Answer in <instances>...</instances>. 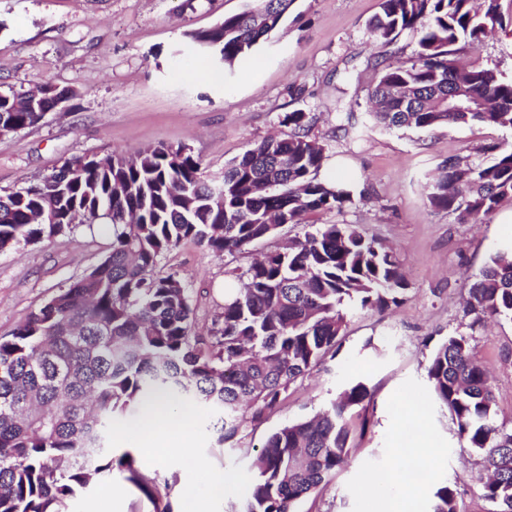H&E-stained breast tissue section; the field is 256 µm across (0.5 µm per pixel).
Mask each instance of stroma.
<instances>
[{
	"instance_id": "35a3bbf8",
	"label": "stroma",
	"mask_w": 512,
	"mask_h": 512,
	"mask_svg": "<svg viewBox=\"0 0 512 512\" xmlns=\"http://www.w3.org/2000/svg\"><path fill=\"white\" fill-rule=\"evenodd\" d=\"M245 0H0V90L25 92L43 83L67 86L73 97L38 125L0 137V194L23 187L65 161L148 146H183L211 173L268 136L281 133L285 113L306 112L311 135L327 160L342 161L344 178L364 191V200L343 211L305 216L283 225L275 237L248 252L217 256L192 241L163 261L192 291L194 331L209 336L220 303L217 283L246 268L254 254L275 250L319 224H350L391 247L407 290L399 306L378 312L349 308L335 357L299 378L262 422H248L217 446L203 410L187 424L195 456L209 470L252 477L247 451L289 422L327 407L345 386L364 381L371 390L364 430L351 436V457L319 495L299 501L294 512H372L357 493L361 480L393 460L397 448L415 446L431 434L442 451L425 480L410 491L413 512H432L441 484L457 491V512H488L475 479L479 456L459 438L446 408L431 402L426 368L448 337L470 336L477 360L491 375L496 423L512 428V321L472 324L463 302L479 270L497 250L512 246V199L480 224H462L433 208L428 176L448 158L491 163L512 145V128L470 123L433 130H386L375 126L365 105L379 63L412 56L418 33L404 31L379 48L367 21L379 0H295L281 25L245 60L241 72L202 70L205 56L189 39L240 12ZM473 57L512 80V26L495 29L481 44L462 46ZM352 113L363 130L354 141L336 129L337 111ZM111 242L109 230L78 225L71 234L0 252V338L70 281L98 265ZM427 410L414 419L406 400ZM150 476L168 482L171 512H191L184 487L211 512L230 502L192 458L161 464ZM70 512H157L156 505L122 473L92 483L77 494Z\"/></svg>"
}]
</instances>
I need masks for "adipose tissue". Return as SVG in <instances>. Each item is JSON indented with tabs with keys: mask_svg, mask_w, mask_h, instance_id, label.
Listing matches in <instances>:
<instances>
[{
	"mask_svg": "<svg viewBox=\"0 0 512 512\" xmlns=\"http://www.w3.org/2000/svg\"><path fill=\"white\" fill-rule=\"evenodd\" d=\"M191 417V408L178 407L160 398L146 406L137 424L121 427L117 434L132 439L147 463H169L189 451L184 427ZM437 452V446L427 437L416 447L397 449L394 465L367 476L359 487L360 495L375 502L380 512H408L409 503L404 495L409 487L407 466L413 461L430 463Z\"/></svg>",
	"mask_w": 512,
	"mask_h": 512,
	"instance_id": "ef3b65f1",
	"label": "adipose tissue"
}]
</instances>
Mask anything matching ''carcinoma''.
Instances as JSON below:
<instances>
[{
	"label": "carcinoma",
	"instance_id": "1",
	"mask_svg": "<svg viewBox=\"0 0 512 512\" xmlns=\"http://www.w3.org/2000/svg\"><path fill=\"white\" fill-rule=\"evenodd\" d=\"M294 0H248L215 26L187 34L228 70L280 26ZM505 16L501 0H380L367 23L389 44L420 33L413 56L385 67L368 92L371 116L388 129H434L479 122L512 128V82L477 60L460 62ZM468 110L448 108V82ZM51 107L23 93L0 92V129L37 125ZM288 131L208 173L185 147H146L130 159L76 157L16 191L0 195V252L51 241L79 224L112 232L106 257L31 311L0 339V512H68L70 502L114 467L149 499L155 479L129 454L112 455L114 423L139 419L156 397L207 409L216 443L256 422L289 386L320 365L342 335L344 307L384 310L403 300L397 255L350 224H321L302 239L231 271L213 321L214 340L193 329L189 287L158 271L184 240L216 255L234 254L274 236L306 214L355 203L354 192L325 182V148L304 112H287ZM437 210L478 224L512 199V148L487 166L448 158L427 184ZM464 314L512 321V248L490 256L469 289ZM435 399L460 438L479 456L477 481L491 512H512V429L496 424L495 396L470 337L450 336L427 367ZM371 398L356 381L330 405L272 433L250 457L254 474L229 512H293L320 492L348 458L355 409ZM250 414H245V411ZM433 512H457L456 492H435Z\"/></svg>",
	"mask_w": 512,
	"mask_h": 512
}]
</instances>
